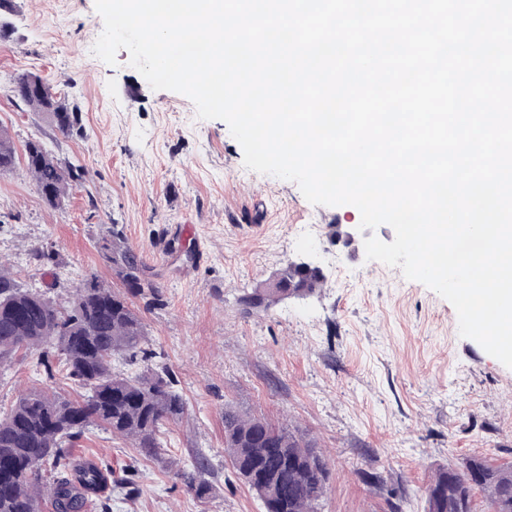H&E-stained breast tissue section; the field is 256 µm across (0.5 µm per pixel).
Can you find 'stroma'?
I'll use <instances>...</instances> for the list:
<instances>
[{
  "mask_svg": "<svg viewBox=\"0 0 512 512\" xmlns=\"http://www.w3.org/2000/svg\"><path fill=\"white\" fill-rule=\"evenodd\" d=\"M10 20L0 129L20 155L38 138L86 175L55 208L21 159L0 174V257L23 286L54 297L92 273L118 288L99 250L118 226L160 287V303L131 302L186 402L155 458L105 427L84 434L72 456L120 483L85 512H263L224 458L228 405L317 441L329 465L323 512H424L437 469L472 457L512 465V369L460 336L436 292L332 242L333 226L360 224L357 208L311 204L296 182L247 169L224 121L152 89L127 50L113 66L97 58L95 0H13ZM23 73L80 106L82 135L63 136L15 96ZM35 246L54 262L35 260ZM299 258L323 267L319 294L244 311L246 293ZM41 389L79 397L48 379L36 352L0 369V410ZM199 455L212 487L204 498L177 475Z\"/></svg>",
  "mask_w": 512,
  "mask_h": 512,
  "instance_id": "stroma-1",
  "label": "stroma"
}]
</instances>
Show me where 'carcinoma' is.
<instances>
[{"label":"carcinoma","instance_id":"cac0c4a2","mask_svg":"<svg viewBox=\"0 0 512 512\" xmlns=\"http://www.w3.org/2000/svg\"><path fill=\"white\" fill-rule=\"evenodd\" d=\"M17 98L41 112L65 136L82 128L77 106L57 97L32 73L13 80ZM16 164L15 148L0 130V173ZM25 164L44 200L62 205L71 183L84 169L66 167L39 139L26 144ZM100 249L121 278L122 292L95 276L82 280L62 304L45 293L24 288L0 262V366L20 351L52 348L64 378L84 390L70 400L46 390L20 394L0 417V512H83L88 496L105 492L107 476L92 461L70 459L67 447L94 423L128 440L147 458L163 448L160 434L183 418L184 400L165 367L152 363L147 333L129 303L131 295L159 300L158 286L147 267L119 232L101 240ZM323 288V283L287 264L246 295L251 311H267L288 295ZM142 366L122 372L115 363ZM224 453L235 474L259 498L265 512H320L326 492L327 463L316 443L296 429L224 408ZM205 458L199 457L180 479L188 491L203 498L211 491L201 478ZM490 498L494 512H512V466H493L480 458L462 468L439 469L426 488V512H474V490Z\"/></svg>","mask_w":512,"mask_h":512}]
</instances>
